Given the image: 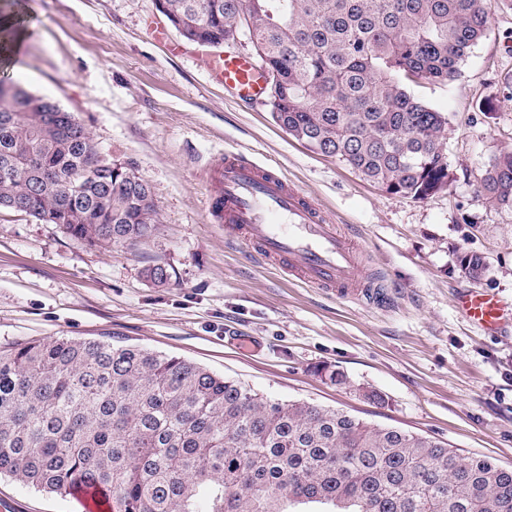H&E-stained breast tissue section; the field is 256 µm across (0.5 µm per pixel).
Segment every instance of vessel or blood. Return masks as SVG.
<instances>
[{"instance_id":"1","label":"vessel or blood","mask_w":512,"mask_h":512,"mask_svg":"<svg viewBox=\"0 0 512 512\" xmlns=\"http://www.w3.org/2000/svg\"><path fill=\"white\" fill-rule=\"evenodd\" d=\"M211 81L244 103L262 100L267 74L254 57L227 53L204 61ZM206 208L213 223L241 234L265 262L299 281L340 296L378 300L382 289L367 281L351 239L338 231L302 189L281 171L227 151L206 166ZM464 315L495 331L508 312L494 294L467 290L458 297Z\"/></svg>"}]
</instances>
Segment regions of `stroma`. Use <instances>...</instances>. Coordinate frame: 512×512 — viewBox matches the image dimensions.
<instances>
[{
  "mask_svg": "<svg viewBox=\"0 0 512 512\" xmlns=\"http://www.w3.org/2000/svg\"><path fill=\"white\" fill-rule=\"evenodd\" d=\"M33 33L11 79L73 112L100 151L151 185L157 230L92 246L0 210V346L19 339L110 337L176 355L254 391L349 411L512 467V324L488 336L457 306L461 290L512 304V210L480 182L512 152V9L493 7L487 35L448 84L414 93L448 119V185L424 199L390 194L279 128L265 102L213 85L210 49L171 54L148 21L154 0H25ZM234 151L280 167L350 235L392 302L340 298L257 261L209 221L206 163ZM482 258L465 275L464 255ZM171 273L153 284L149 266ZM331 365L350 384L315 375ZM381 401L369 399V392ZM0 512H85L80 498L0 475Z\"/></svg>",
  "mask_w": 512,
  "mask_h": 512,
  "instance_id": "stroma-1",
  "label": "stroma"
}]
</instances>
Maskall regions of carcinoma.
Here are the masks:
<instances>
[{
  "label": "carcinoma",
  "instance_id": "obj_1",
  "mask_svg": "<svg viewBox=\"0 0 512 512\" xmlns=\"http://www.w3.org/2000/svg\"><path fill=\"white\" fill-rule=\"evenodd\" d=\"M203 42L247 38L272 76L274 122L387 193L448 183L445 116L411 90L455 80L512 0H164ZM18 84L0 93V199L48 210L93 243L150 237L157 205L128 166L75 189L99 153L71 112ZM38 155L48 180L6 161ZM481 192L512 209V153ZM316 373L338 387L346 374ZM90 491L109 512H512V468L281 400L184 358L104 339L18 340L0 350V475Z\"/></svg>",
  "mask_w": 512,
  "mask_h": 512
}]
</instances>
